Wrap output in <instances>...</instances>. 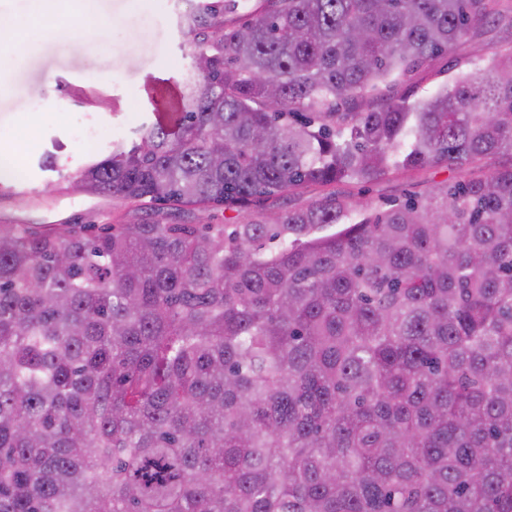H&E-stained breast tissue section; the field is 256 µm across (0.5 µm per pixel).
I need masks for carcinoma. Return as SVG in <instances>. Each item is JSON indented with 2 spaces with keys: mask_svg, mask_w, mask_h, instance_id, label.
I'll use <instances>...</instances> for the list:
<instances>
[{
  "mask_svg": "<svg viewBox=\"0 0 512 512\" xmlns=\"http://www.w3.org/2000/svg\"><path fill=\"white\" fill-rule=\"evenodd\" d=\"M506 13L183 15L176 129L143 123L82 170L166 210L0 225V512H512V45L427 100L358 108ZM440 166L459 177L383 211L333 190ZM291 204L288 203V196L272 197L261 203V206L253 205L251 209L245 210V213L238 215V212L219 210L212 211L211 217L206 218L205 221H210L213 224H235V222L241 220L243 214L257 215L261 210L265 209L269 211H285L290 208Z\"/></svg>",
  "mask_w": 512,
  "mask_h": 512,
  "instance_id": "cac0c4a2",
  "label": "carcinoma"
}]
</instances>
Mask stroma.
Here are the masks:
<instances>
[{
    "instance_id": "1",
    "label": "stroma",
    "mask_w": 512,
    "mask_h": 512,
    "mask_svg": "<svg viewBox=\"0 0 512 512\" xmlns=\"http://www.w3.org/2000/svg\"><path fill=\"white\" fill-rule=\"evenodd\" d=\"M196 0H55L57 21L70 37H48L39 0H0V15L28 44L15 55L0 44V156L23 147L21 180L0 178V224H116L135 217L133 205L78 186L81 168L103 159L113 141L131 142L153 121L147 94L162 82H181L190 68L179 24ZM512 43V31L481 30L438 56L414 82L417 98L434 95L449 75L481 64L491 46ZM91 124L100 140L82 151L76 131ZM407 174L364 187L355 195L375 208L420 192Z\"/></svg>"
}]
</instances>
